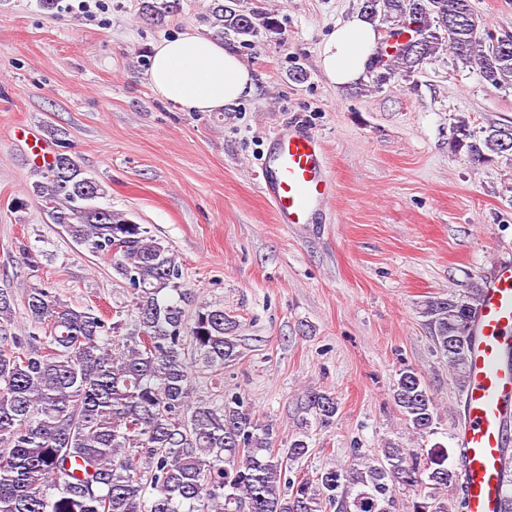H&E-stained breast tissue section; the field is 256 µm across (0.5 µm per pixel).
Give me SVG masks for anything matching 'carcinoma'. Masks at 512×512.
Listing matches in <instances>:
<instances>
[{"mask_svg":"<svg viewBox=\"0 0 512 512\" xmlns=\"http://www.w3.org/2000/svg\"><path fill=\"white\" fill-rule=\"evenodd\" d=\"M238 0H212L214 36L233 34L248 45L260 33L278 34L268 13L249 15ZM173 0H143L142 15L159 24ZM362 16L398 31L406 20L420 28L419 49L396 45L373 86L410 76L448 50L475 67L495 88L512 86V33L481 38L485 28L471 0H362ZM54 152L31 194L45 202L53 224L112 270L131 290L130 322L122 311L109 322L89 307L62 302L49 287L24 295L30 330L13 329L14 296L0 290V512H463L443 491L459 484L461 464L449 450L402 448L392 442L372 456L355 454L346 467L281 482L283 470L309 453L312 428L334 425L336 394L308 389L296 401L297 423L288 448H274L276 431L261 422L244 397L191 403L185 349L204 370L221 371L241 358L238 325L224 308L186 306L183 272L170 250L137 224L97 204L105 190L65 149L66 132L48 130ZM451 148L475 163L512 154V125L481 131L462 118ZM483 281L461 296L431 297L421 309L436 351L465 391L466 360ZM392 398L418 434L434 432L436 407L424 377L398 373ZM59 484V491L46 487Z\"/></svg>","mask_w":512,"mask_h":512,"instance_id":"obj_1","label":"carcinoma"}]
</instances>
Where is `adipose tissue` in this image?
I'll return each mask as SVG.
<instances>
[{
	"label": "adipose tissue",
	"mask_w": 512,
	"mask_h": 512,
	"mask_svg": "<svg viewBox=\"0 0 512 512\" xmlns=\"http://www.w3.org/2000/svg\"><path fill=\"white\" fill-rule=\"evenodd\" d=\"M377 32L363 18L333 30L320 46L318 65L334 87L364 80ZM148 79L162 100L193 112H219L250 97L257 77L223 42L185 29L152 48Z\"/></svg>",
	"instance_id": "obj_1"
}]
</instances>
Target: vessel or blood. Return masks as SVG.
<instances>
[{
    "label": "vessel or blood",
    "mask_w": 512,
    "mask_h": 512,
    "mask_svg": "<svg viewBox=\"0 0 512 512\" xmlns=\"http://www.w3.org/2000/svg\"><path fill=\"white\" fill-rule=\"evenodd\" d=\"M258 188L278 223L313 224L335 193L325 149L304 126L291 123L268 138ZM464 412L455 435L463 457L465 512H501L503 450L512 443V263L497 265L485 284L468 352Z\"/></svg>",
    "instance_id": "vessel-or-blood-1"
}]
</instances>
